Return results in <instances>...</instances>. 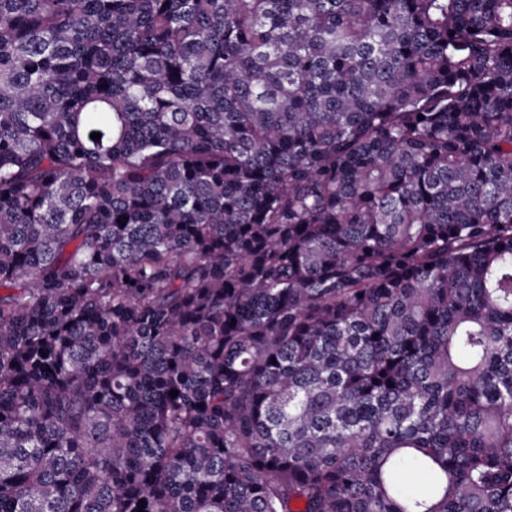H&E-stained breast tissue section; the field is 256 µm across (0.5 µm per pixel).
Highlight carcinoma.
I'll use <instances>...</instances> for the list:
<instances>
[{
    "mask_svg": "<svg viewBox=\"0 0 512 512\" xmlns=\"http://www.w3.org/2000/svg\"><path fill=\"white\" fill-rule=\"evenodd\" d=\"M140 508L512 512V0H0V512Z\"/></svg>",
    "mask_w": 512,
    "mask_h": 512,
    "instance_id": "obj_1",
    "label": "carcinoma"
}]
</instances>
